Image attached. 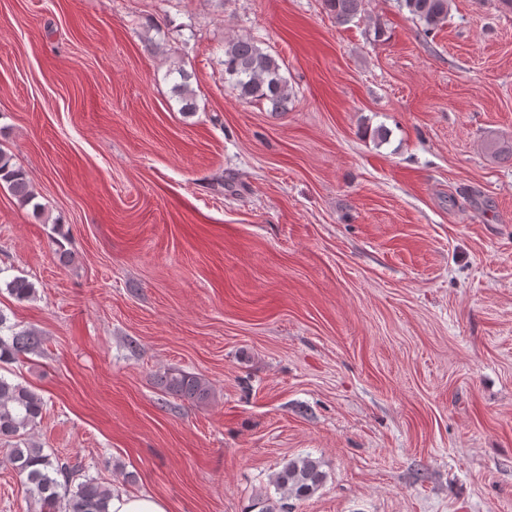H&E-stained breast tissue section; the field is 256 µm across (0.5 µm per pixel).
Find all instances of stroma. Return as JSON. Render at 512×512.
I'll return each instance as SVG.
<instances>
[{
    "label": "stroma",
    "instance_id": "1",
    "mask_svg": "<svg viewBox=\"0 0 512 512\" xmlns=\"http://www.w3.org/2000/svg\"><path fill=\"white\" fill-rule=\"evenodd\" d=\"M240 36L287 111L225 82ZM0 151L43 206L0 189V281L37 288L0 312L43 339L0 372L42 394L45 451L168 512H512L502 0L428 38L398 0H0ZM14 445L0 512H38ZM305 455L325 483L283 497ZM363 0H324L326 10L339 23L351 22L361 12ZM165 391L192 402H204L210 396V387L201 378L179 369L167 371L160 379ZM326 473L320 460L309 455L291 459L273 475L277 490L287 497L305 499L314 495L324 484Z\"/></svg>",
    "mask_w": 512,
    "mask_h": 512
}]
</instances>
